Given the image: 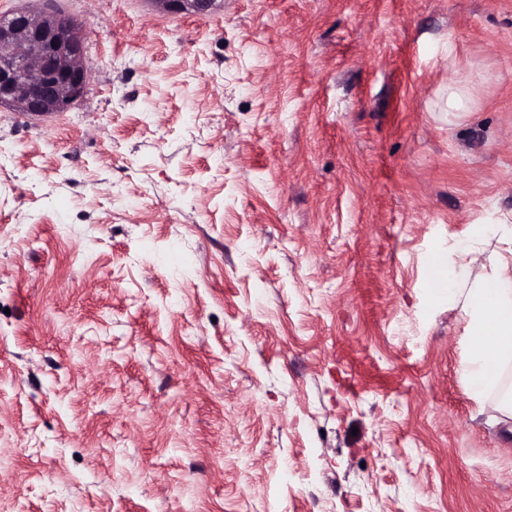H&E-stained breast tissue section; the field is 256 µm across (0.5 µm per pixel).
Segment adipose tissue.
<instances>
[{"label": "adipose tissue", "instance_id": "obj_1", "mask_svg": "<svg viewBox=\"0 0 512 512\" xmlns=\"http://www.w3.org/2000/svg\"><path fill=\"white\" fill-rule=\"evenodd\" d=\"M481 236L495 240V250L461 244L446 278H434L432 285L447 288L453 298L456 281L467 282L462 314L471 334V353L464 379L477 404L495 400L501 416L512 421V388L504 383L505 370L512 365V225L485 226Z\"/></svg>", "mask_w": 512, "mask_h": 512}]
</instances>
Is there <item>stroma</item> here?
<instances>
[{"label": "stroma", "instance_id": "1", "mask_svg": "<svg viewBox=\"0 0 512 512\" xmlns=\"http://www.w3.org/2000/svg\"><path fill=\"white\" fill-rule=\"evenodd\" d=\"M20 7L90 80L0 106V512H512L428 288L512 215V0ZM151 2L169 13L202 16L210 13L217 0H151Z\"/></svg>", "mask_w": 512, "mask_h": 512}]
</instances>
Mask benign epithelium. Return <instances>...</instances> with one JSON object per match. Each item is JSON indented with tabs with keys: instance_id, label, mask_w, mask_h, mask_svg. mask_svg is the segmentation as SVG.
I'll use <instances>...</instances> for the list:
<instances>
[{
	"instance_id": "7a95c632",
	"label": "benign epithelium",
	"mask_w": 512,
	"mask_h": 512,
	"mask_svg": "<svg viewBox=\"0 0 512 512\" xmlns=\"http://www.w3.org/2000/svg\"><path fill=\"white\" fill-rule=\"evenodd\" d=\"M169 13H210L217 0H150ZM85 42L68 15L18 8L0 17V104L30 116L67 110L90 80Z\"/></svg>"
}]
</instances>
